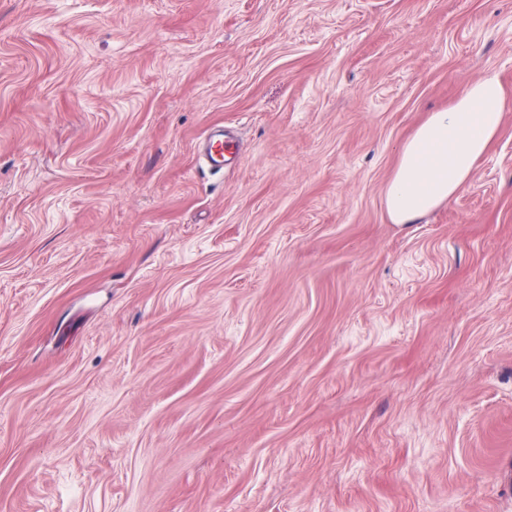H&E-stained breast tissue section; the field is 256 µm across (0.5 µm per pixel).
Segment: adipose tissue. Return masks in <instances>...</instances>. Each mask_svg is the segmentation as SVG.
I'll return each instance as SVG.
<instances>
[{
  "label": "adipose tissue",
  "instance_id": "obj_1",
  "mask_svg": "<svg viewBox=\"0 0 512 512\" xmlns=\"http://www.w3.org/2000/svg\"><path fill=\"white\" fill-rule=\"evenodd\" d=\"M506 99L492 76L470 85L448 109L431 113L399 152L385 188L390 219L409 224L448 202L473 175L498 134Z\"/></svg>",
  "mask_w": 512,
  "mask_h": 512
}]
</instances>
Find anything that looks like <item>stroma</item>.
Segmentation results:
<instances>
[{"mask_svg": "<svg viewBox=\"0 0 512 512\" xmlns=\"http://www.w3.org/2000/svg\"><path fill=\"white\" fill-rule=\"evenodd\" d=\"M0 512H512V0H0ZM506 99L493 76L470 85L448 109L431 112L399 152L384 192L396 224H410L448 202L473 175L498 134ZM236 153L231 141L224 139V133H212L206 142L204 159L208 167L216 173L224 172L228 165V157Z\"/></svg>", "mask_w": 512, "mask_h": 512, "instance_id": "35a3bbf8", "label": "stroma"}]
</instances>
